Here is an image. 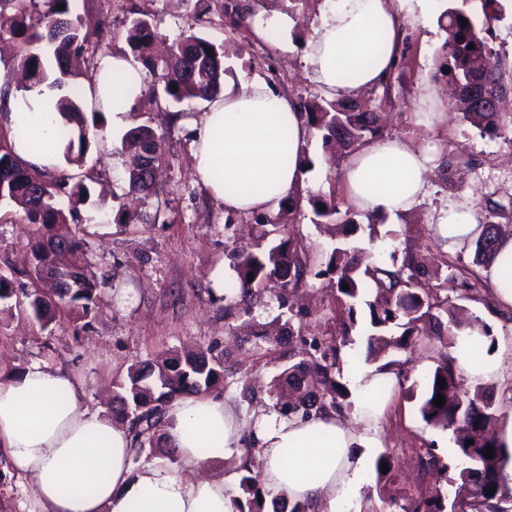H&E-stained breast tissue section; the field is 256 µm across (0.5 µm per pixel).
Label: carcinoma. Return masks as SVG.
<instances>
[{
	"mask_svg": "<svg viewBox=\"0 0 512 512\" xmlns=\"http://www.w3.org/2000/svg\"><path fill=\"white\" fill-rule=\"evenodd\" d=\"M78 0H0V16L11 12L9 25L0 22V41L16 44L15 57L3 62L6 69L19 68L28 81L29 90L42 84L64 89L56 103L61 117L57 140L63 144L60 163L51 170H39L15 152V139L28 138L31 146L41 147L32 138L26 124L10 126L12 137H0V203L13 202L23 214L18 221L30 225L31 232L24 252L25 272L35 282L50 281L53 288H35L25 293L33 318L43 330L57 314L71 319L90 317L99 288L105 284L86 258L89 243L84 237V218L80 205L90 197L86 175L76 173L85 163L94 138L89 123H97L102 108L87 110V91L71 72V59L86 63L88 79L100 70L103 58V34L84 27L77 12ZM64 9H58V5ZM483 21L476 26L468 15L449 8L442 15L447 21L448 41L439 73L446 79L451 93L469 95L496 91L506 78L507 64L492 47L494 24L502 12L500 0H481ZM229 17L231 26L248 29L253 14L236 4L218 0L216 4ZM211 0H197L194 16L171 44L167 57H152L157 26L149 13H140L126 30V42L134 59L148 67L155 76L153 84L142 90L155 98L158 111L148 122L129 130L125 143L137 161L129 168L125 182L128 193L159 195L155 186L154 167L175 129L183 111L178 105L193 99L209 100L223 91L224 42L200 35L197 29L209 22ZM467 26H462V21ZM306 124L322 133L327 148L341 145L351 155L369 142L384 137L378 115L368 103L344 104L315 97L298 100ZM463 119L482 136L498 137L504 129L503 113L485 108L462 111ZM315 216L341 230L336 243L320 268L312 270L309 251L289 236L284 216L265 213L252 215L263 227L264 243L252 246L231 244L227 254L236 273L224 292V316L248 315L252 306L275 284V297L286 317L288 334L301 337L304 349L288 355V367L274 376L270 395L280 397L274 409L290 420H306L314 415L351 408L347 385L338 379L342 361L340 349L358 325L357 304L368 310L367 350L365 361L378 364V370L402 375L403 362L392 358L396 351L414 349L422 340L448 345L465 331L477 330L493 339L490 326L479 318L468 324L457 321L448 309L447 291L467 290L464 272L467 267L458 259L445 255L426 258L405 244L401 254H392L389 264H364L360 250L347 237L357 229L355 217L365 216L372 224L375 214L364 213L354 205L336 199V188L309 198ZM502 206L496 202L476 211V224L482 228L474 242L472 264L486 266L493 258L500 226ZM254 275L248 280V275ZM325 278L336 289V304L346 313L340 330L331 340L304 336L307 312L295 302V293L306 285L308 275ZM348 289H343L342 285ZM16 296L12 280L0 274V312L12 309ZM224 357L215 348L174 351L145 367L134 364L126 378L116 385L114 401L121 417L131 421L134 456L156 450L162 440L165 415L170 402L187 392L220 391L224 387ZM444 397V405H434V398ZM423 421L453 433V453L461 460L460 484L453 500L438 488L419 493L405 504L389 501L390 512H512V488L505 470L512 462V450L502 445L488 429L501 420L490 386L464 387L455 360L440 353L430 373L419 407ZM471 440L473 444L466 445ZM494 449L487 458L482 451ZM252 449L240 459L242 496L234 499L235 512H307L301 502L267 500L261 474L252 469ZM427 471L442 473L448 464L431 447L420 457ZM495 488L494 494L487 490Z\"/></svg>",
	"mask_w": 512,
	"mask_h": 512,
	"instance_id": "1",
	"label": "carcinoma"
}]
</instances>
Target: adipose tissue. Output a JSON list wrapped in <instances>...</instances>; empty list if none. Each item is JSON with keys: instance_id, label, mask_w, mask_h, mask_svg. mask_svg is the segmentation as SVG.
Masks as SVG:
<instances>
[{"instance_id": "obj_1", "label": "adipose tissue", "mask_w": 512, "mask_h": 512, "mask_svg": "<svg viewBox=\"0 0 512 512\" xmlns=\"http://www.w3.org/2000/svg\"><path fill=\"white\" fill-rule=\"evenodd\" d=\"M409 0H326L319 25L306 43L305 66L317 91L333 100L381 85L391 69L407 22ZM112 75V130L128 124L141 96L144 72L131 56L103 59ZM46 87L10 90V122L26 121L45 142L42 151L16 141L31 164H58L60 117ZM296 104L265 81L225 78L222 96L208 101L192 127L197 181L225 208L273 212L303 180L295 163L313 140ZM432 169L406 140L387 137L360 149L347 162L344 196L359 209H379L391 220L407 216L424 198ZM437 232L457 249L480 230L470 210L440 211ZM482 274L501 314L512 313V232L501 235L497 254ZM395 374L369 366L353 380L354 422L328 413L301 421L261 416L241 419L223 395L185 396L169 409L165 441L177 467L152 463L132 471V435L126 421L90 408L82 385L66 371L33 364L0 380V447L17 476L28 479L36 512H234L233 492L212 476L226 455L251 446L263 464L270 497L309 504L312 512H336L358 495L360 467L354 447L374 446Z\"/></svg>"}]
</instances>
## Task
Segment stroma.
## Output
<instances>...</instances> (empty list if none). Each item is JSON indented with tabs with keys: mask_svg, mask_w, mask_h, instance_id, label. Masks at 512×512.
<instances>
[{
	"mask_svg": "<svg viewBox=\"0 0 512 512\" xmlns=\"http://www.w3.org/2000/svg\"><path fill=\"white\" fill-rule=\"evenodd\" d=\"M255 16L279 11L292 17L294 26L287 34L269 41L255 40L250 31L235 30L224 16L212 15L207 34L222 39L234 78L266 80L289 96L309 97L315 87L304 66L305 44L317 25L325 0H237ZM196 0H80L78 11L87 29L101 27L103 19L124 30L133 12L153 13L160 35L174 39L192 16ZM441 8L432 0L426 17L407 27V41L401 51L406 65L400 79L394 80L389 94L372 88L364 98L373 100L376 110L388 117L386 132L409 141L433 157L427 196L399 223L377 224L375 233L361 228L351 241L368 246L374 261L386 263L391 253L411 242L423 254L445 251L437 237L433 216L449 204L471 209L483 207L488 199L512 201L507 184L512 183V151L499 138L481 137L458 113L449 109L444 82L433 77L446 32L440 27ZM186 113L171 136L161 158L159 180L167 201L165 222L156 224H117L113 215L119 208L148 211L153 198L136 200L125 194V169L129 152L122 135L97 138L91 156L96 160L99 192L91 193L82 207L83 228L90 243L88 259L104 276L97 305L89 324L72 322L60 315L49 330H41L25 306L14 307L0 317V373L7 374L32 363L62 368L82 384L88 406H106L112 385L122 380L132 364H146L175 350L197 349L218 344L232 371L223 395L234 404L239 416L251 419L272 414L270 380L281 372L283 355L300 350L298 337L281 335L277 343L255 345L249 328L225 317L224 301L215 293L212 274L223 269L225 281L235 273L227 257L234 234L244 242L256 243L258 225H226L224 207L216 203L193 177L190 122L205 110L201 101L182 105ZM305 152L312 161L303 179V191L325 192L340 186L346 160L328 158L321 139L307 143ZM308 202L293 211L290 234L301 237L314 258L331 247L325 229L312 222ZM299 297L317 312L307 317L306 330L313 335H334L337 325L330 318L336 306L326 280L308 278ZM469 313L492 328L493 355L502 356L504 374L493 383L495 402L504 418H512V323L497 317L493 309L466 301ZM409 381L396 392L380 420V441L373 448H356L354 457L365 467L364 483L357 498L348 503L349 512H389L387 498L402 497L435 484L420 468L415 449L435 444L447 455L450 432L428 426L418 412L426 379L433 367L428 353L415 350L408 355ZM251 383L252 403L240 400L243 383ZM392 450L394 475L385 490H378L374 463L379 453Z\"/></svg>",
	"mask_w": 512,
	"mask_h": 512,
	"instance_id": "1",
	"label": "stroma"
}]
</instances>
